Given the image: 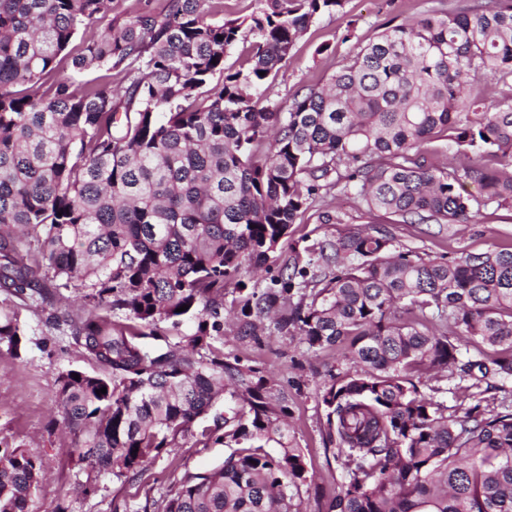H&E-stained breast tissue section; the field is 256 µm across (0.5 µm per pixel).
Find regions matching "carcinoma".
I'll return each mask as SVG.
<instances>
[{"label":"carcinoma","instance_id":"1","mask_svg":"<svg viewBox=\"0 0 512 512\" xmlns=\"http://www.w3.org/2000/svg\"><path fill=\"white\" fill-rule=\"evenodd\" d=\"M115 2L0 0V288L44 301L72 289L88 307L68 326L104 373L57 381L79 460L133 480L227 393L221 438L238 449L162 512H299L307 470L284 408L257 371L212 350L232 285L239 335L258 336L288 304L279 329L310 350H347L353 370L321 394L349 477L330 512H512V411L449 415L410 378L456 368L473 388L512 380L511 246L426 259L358 230L317 244L270 288L241 279L333 189L405 224L512 209V0L395 25L286 112L263 87L346 0H264L221 22L206 20L212 0L160 11L141 0L123 17ZM248 36V66L224 68ZM94 69L103 75L76 79ZM477 74L507 93H471ZM438 133L496 165H438L425 149ZM318 259L336 260V274L310 273ZM171 332L163 352L144 342ZM22 336L0 309V347L20 355ZM40 473L29 451L0 454V512H27Z\"/></svg>","mask_w":512,"mask_h":512}]
</instances>
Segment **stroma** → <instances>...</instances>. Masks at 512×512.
<instances>
[{
    "label": "stroma",
    "instance_id": "obj_1",
    "mask_svg": "<svg viewBox=\"0 0 512 512\" xmlns=\"http://www.w3.org/2000/svg\"><path fill=\"white\" fill-rule=\"evenodd\" d=\"M489 0H347L343 13L322 16L295 45L291 57L268 84L267 98L288 110L297 91L324 83L350 55L375 40L387 27L404 24L433 10L470 12ZM341 216V223H322V213ZM371 227L387 234L403 250L425 257L456 253H483L512 244V210L483 209L463 224H403L397 218L369 217L347 200L330 194L316 202L294 224L291 233L272 254L264 270L245 274L249 286L263 289L294 260H307V248L359 229ZM0 308L16 312L24 330V351L14 357L0 347V444L19 447L38 456L43 477L32 490L28 512H52L64 503L68 512H159L158 505L189 476L202 475L223 464L229 451L223 444L201 438L211 417L194 424L192 434L178 438L173 448L152 460L135 480L78 463L72 454L73 435L61 426L56 397L59 375L70 369L98 371V364L69 333L67 317L84 314L77 295L53 304L11 298L0 292ZM225 361L260 369L268 381L267 396L286 406L291 434L301 448L307 481L296 495L301 512H329L347 475L333 456L336 440L329 435L327 408L321 393L332 374L349 367L336 348L313 352L296 337L267 325L259 339L238 335L234 325L214 344ZM457 375L446 372L423 379V393L444 402L449 414L462 415L473 406L500 411L512 405V382L491 380L488 392L471 396L459 388ZM97 491L88 495L86 484Z\"/></svg>",
    "mask_w": 512,
    "mask_h": 512
}]
</instances>
